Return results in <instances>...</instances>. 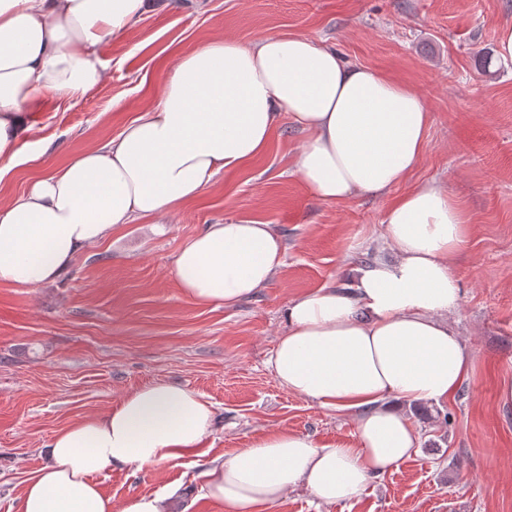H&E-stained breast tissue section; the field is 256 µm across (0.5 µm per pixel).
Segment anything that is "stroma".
<instances>
[{"label":"stroma","mask_w":512,"mask_h":512,"mask_svg":"<svg viewBox=\"0 0 512 512\" xmlns=\"http://www.w3.org/2000/svg\"><path fill=\"white\" fill-rule=\"evenodd\" d=\"M512 24V0H153L101 48L105 78L69 102L41 96L27 112L36 160L0 177V200L21 194L53 164L120 134L158 100L164 74L197 43L249 45L297 33L347 63L410 84L431 114L427 148L389 195L329 204L293 166L305 136L281 120L266 150L219 173L195 199L157 221L120 225L77 255L56 281L0 284V512H18L26 481L48 461L57 431L107 413L156 381L210 402L208 456L98 475L120 504L175 490L177 512H226L205 490L207 457L237 453L285 428L320 442L348 441L350 414L282 387L266 366L295 297L345 287L350 271L389 261L381 234L392 198L444 186L466 213L454 257L461 299L448 318L471 353L456 398L412 408L416 454L370 481L352 501L325 506L297 489L256 512H512V64L484 73L478 54ZM246 218L272 225L286 254L263 288L231 307L201 306L172 274L182 244L210 224Z\"/></svg>","instance_id":"stroma-1"}]
</instances>
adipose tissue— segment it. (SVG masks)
<instances>
[{
  "mask_svg": "<svg viewBox=\"0 0 512 512\" xmlns=\"http://www.w3.org/2000/svg\"><path fill=\"white\" fill-rule=\"evenodd\" d=\"M149 0H0V177L30 159L24 112L50 94L77 100L105 77L100 49ZM306 133L295 163L309 192L339 203L385 194L426 151L430 113L411 87L352 66L298 34L244 46L224 38L181 55L158 102L118 137L72 156L0 203V284L55 281L119 224L170 213L221 171L263 152L281 117ZM465 213L448 190L417 185L393 201L383 242L393 260L360 271L354 291L322 287L292 299L267 366L288 391L353 414L354 439L320 442L285 429L211 459L205 489L228 512H255L302 487L318 503L357 498L416 453L420 432L404 406L456 395L469 355L448 322L460 299L452 257ZM271 225H208L177 253L173 274L206 306H231L264 287L284 262ZM213 408L196 392L157 381L104 415L57 432L48 462L23 487L19 512H171L168 495L113 506L96 475L143 469L200 450Z\"/></svg>",
  "mask_w": 512,
  "mask_h": 512,
  "instance_id": "ef3b65f1",
  "label": "adipose tissue"
}]
</instances>
